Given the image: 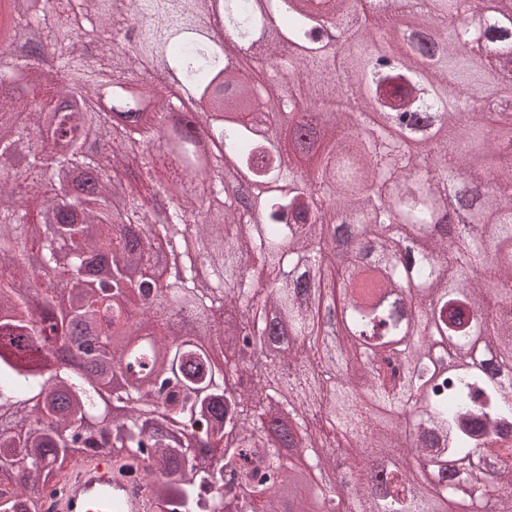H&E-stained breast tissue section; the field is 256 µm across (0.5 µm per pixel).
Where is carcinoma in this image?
Segmentation results:
<instances>
[{
  "label": "carcinoma",
  "mask_w": 512,
  "mask_h": 512,
  "mask_svg": "<svg viewBox=\"0 0 512 512\" xmlns=\"http://www.w3.org/2000/svg\"><path fill=\"white\" fill-rule=\"evenodd\" d=\"M0 44V512H41L61 463L97 450L143 463L169 512H228L235 484L249 512H285L282 488L310 512L292 459L308 448L318 469L323 415L357 450L381 461L409 448L388 476L355 475L359 512H512V110L470 111L460 88L512 67V0H389L350 34L414 64L386 61L356 76L324 44L312 18L357 15L362 0H7ZM277 20L260 55L280 80L255 99L240 74L241 42ZM224 26L228 40L207 43ZM25 34L32 35L15 49ZM108 50L95 57L91 41ZM58 53V73L36 89L26 72ZM154 50L208 106L224 151L197 166L188 133L169 123L178 102L158 92L150 117L118 92ZM428 73L457 111L421 88ZM112 94L101 112H75L68 95ZM377 107L436 123L413 154L373 126ZM60 113L56 131L42 122ZM111 148L93 157L84 131ZM323 159L299 169L312 151ZM250 177L247 197L225 186L224 156ZM140 171L157 206L113 193V171ZM480 182L469 202L486 219L479 237L448 234V186ZM359 244L338 265L330 226ZM192 237V254L163 283L149 239ZM271 286L259 293L251 264ZM67 300L64 314L56 298ZM243 344L267 351L268 369L211 347L223 318ZM98 345L79 373L58 352L74 330ZM456 355L445 368L448 350Z\"/></svg>",
  "instance_id": "carcinoma-1"
}]
</instances>
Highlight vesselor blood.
Masks as SVG:
<instances>
[{
	"label": "vessel or blood",
	"instance_id": "b4317fda",
	"mask_svg": "<svg viewBox=\"0 0 512 512\" xmlns=\"http://www.w3.org/2000/svg\"><path fill=\"white\" fill-rule=\"evenodd\" d=\"M44 503L47 512H152L151 485L137 466H120L100 452L46 490Z\"/></svg>",
	"mask_w": 512,
	"mask_h": 512
}]
</instances>
